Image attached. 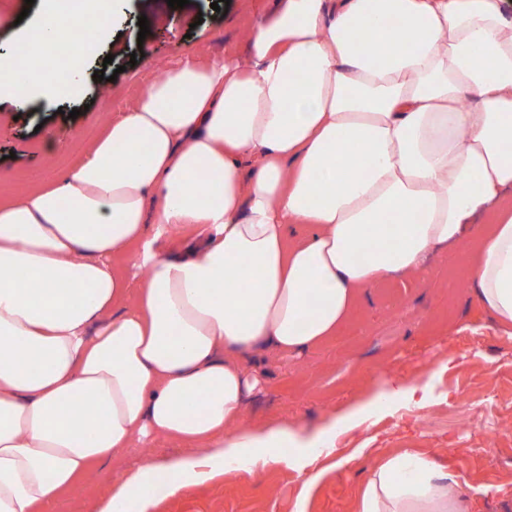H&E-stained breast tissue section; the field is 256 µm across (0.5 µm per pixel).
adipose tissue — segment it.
Returning <instances> with one entry per match:
<instances>
[{
	"label": "adipose tissue",
	"mask_w": 512,
	"mask_h": 512,
	"mask_svg": "<svg viewBox=\"0 0 512 512\" xmlns=\"http://www.w3.org/2000/svg\"><path fill=\"white\" fill-rule=\"evenodd\" d=\"M75 23L46 8L26 37L29 79L0 61V94L18 107L81 98L84 57L61 78L41 55ZM246 49L243 67L167 70L70 173L0 201V512H50L95 466L157 436L193 449L161 464L143 454L94 512H153L159 496L284 464L317 483L335 425L239 428L263 381L241 357L335 336L370 288L423 273L495 208L469 283L512 323L500 0H278ZM199 174L215 191L196 189ZM152 224L195 236L163 253ZM356 512L467 506L436 457L405 450L371 467Z\"/></svg>",
	"instance_id": "adipose-tissue-1"
}]
</instances>
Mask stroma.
I'll return each instance as SVG.
<instances>
[{
  "label": "stroma",
  "mask_w": 512,
  "mask_h": 512,
  "mask_svg": "<svg viewBox=\"0 0 512 512\" xmlns=\"http://www.w3.org/2000/svg\"><path fill=\"white\" fill-rule=\"evenodd\" d=\"M212 0L170 8L167 0H120L109 32L97 38L89 71L112 56L115 81L87 82L88 111L73 115L37 102L16 109L0 100V189L21 193L69 173L110 116L129 109L148 77L161 76L189 51L220 58L240 46L249 23L274 0ZM44 0H8L0 11V54L36 25ZM150 32L139 38V17ZM435 254L423 275L394 277L370 289L354 321L336 339L303 354H267V383L247 402L245 425L288 424L315 432L369 403L378 377L431 388L425 400L384 407L367 422H348L318 467L315 485L282 466L259 475L231 473L160 503L155 512H355L356 495L378 458L404 448L436 455L456 477L474 512H512V326L501 327L465 280L462 251ZM142 451L128 449L63 499L58 512H89L93 500L135 471Z\"/></svg>",
  "instance_id": "35a3bbf8"
}]
</instances>
